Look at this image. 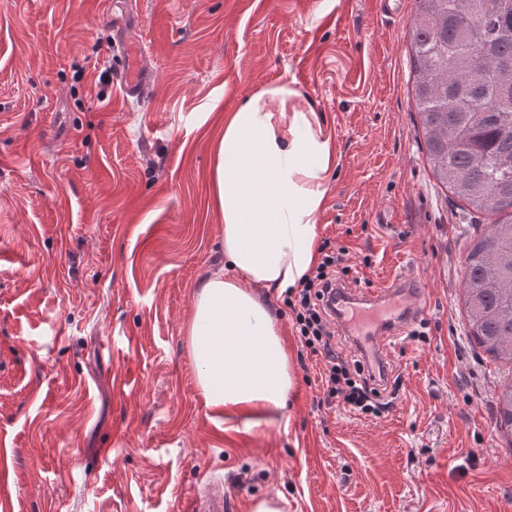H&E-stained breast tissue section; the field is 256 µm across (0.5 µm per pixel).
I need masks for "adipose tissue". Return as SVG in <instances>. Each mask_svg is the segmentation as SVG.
Wrapping results in <instances>:
<instances>
[{
    "instance_id": "ef3b65f1",
    "label": "adipose tissue",
    "mask_w": 512,
    "mask_h": 512,
    "mask_svg": "<svg viewBox=\"0 0 512 512\" xmlns=\"http://www.w3.org/2000/svg\"><path fill=\"white\" fill-rule=\"evenodd\" d=\"M211 191L224 224V265L199 283L189 345L198 386L221 413L282 411L294 378L281 332L258 287L297 288L319 261L316 218L336 145L291 83L241 99L214 141Z\"/></svg>"
}]
</instances>
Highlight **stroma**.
<instances>
[{"mask_svg": "<svg viewBox=\"0 0 512 512\" xmlns=\"http://www.w3.org/2000/svg\"><path fill=\"white\" fill-rule=\"evenodd\" d=\"M136 0L152 79L126 95L111 0H0V512H177L200 474L237 512H512L494 395L512 368L472 348L458 200L419 142L416 0ZM113 73L105 100L94 86ZM289 81L336 142L317 216L347 280L418 274V338L383 339L389 413L321 406L276 291L285 413L211 421L187 329L224 226L211 142L255 88Z\"/></svg>", "mask_w": 512, "mask_h": 512, "instance_id": "1", "label": "stroma"}]
</instances>
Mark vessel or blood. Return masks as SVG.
Returning <instances> with one entry per match:
<instances>
[{
	"label": "vessel or blood",
	"instance_id": "b4317fda",
	"mask_svg": "<svg viewBox=\"0 0 512 512\" xmlns=\"http://www.w3.org/2000/svg\"><path fill=\"white\" fill-rule=\"evenodd\" d=\"M129 65L124 91L137 95L151 76L145 47L129 49ZM340 309L358 310L369 320L367 328L354 331L353 341L361 348H375L381 335L399 336L426 311L424 293L416 276L405 274L395 277L380 288L368 290L345 289L338 297ZM182 512H226L224 486L211 478H203L196 491L181 506Z\"/></svg>",
	"mask_w": 512,
	"mask_h": 512
}]
</instances>
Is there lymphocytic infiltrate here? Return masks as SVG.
Instances as JSON below:
<instances>
[{
	"label": "lymphocytic infiltrate",
	"mask_w": 512,
	"mask_h": 512,
	"mask_svg": "<svg viewBox=\"0 0 512 512\" xmlns=\"http://www.w3.org/2000/svg\"><path fill=\"white\" fill-rule=\"evenodd\" d=\"M338 262L335 252H324L315 271L301 288L285 295L284 303L292 312L302 346L323 360L320 378L324 402H337L346 409L377 418L389 411L395 394L374 381V370H385L386 362L369 359L363 352L345 355L336 348Z\"/></svg>",
	"instance_id": "obj_1"
}]
</instances>
